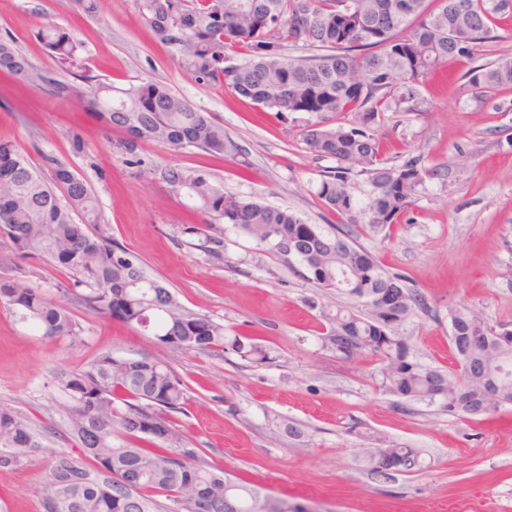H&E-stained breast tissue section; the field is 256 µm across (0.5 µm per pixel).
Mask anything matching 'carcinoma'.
I'll list each match as a JSON object with an SVG mask.
<instances>
[{"label": "carcinoma", "instance_id": "obj_1", "mask_svg": "<svg viewBox=\"0 0 512 512\" xmlns=\"http://www.w3.org/2000/svg\"><path fill=\"white\" fill-rule=\"evenodd\" d=\"M154 39L171 47L197 81L220 84L251 105L300 116L306 148L336 165L322 174L317 196L341 217L327 231L295 211L230 195L205 169L176 166L149 169L200 214L198 247L216 260L220 240L206 233L230 224L247 234L261 252L276 255L325 294L342 298L327 314L325 346L344 360L377 365L378 388L407 407L413 401L438 403L462 421H481L512 405V332L491 324L472 307L451 313L449 342L459 373L418 361L397 329L413 317L437 313L409 285V278L381 266L360 243L386 231L413 205L438 170L409 156L400 163L380 159L376 126L387 112L417 110V85L458 58H471L492 38L491 25L512 16V0H136ZM37 37L61 66L74 65L82 44L54 23L39 25ZM292 50L315 54L294 58ZM21 86L47 90L63 100L84 102L108 130L124 134L123 151L133 155L142 141L174 150L242 156L224 125L201 112L164 82L145 80L118 86L111 81L34 65L10 37H0V76ZM467 82L480 98L512 87V57L469 69ZM365 177V199L354 178ZM104 220L90 183L53 155L34 167L26 150L0 138V242L14 259H40L66 270L87 313L115 318L149 333L160 345L222 356L231 352L261 365L270 349L254 336H228L224 325L182 306L175 294L150 277L141 259L102 229ZM293 248L283 253V242ZM0 278V301L20 321L52 342H76L83 328L64 304L30 286L19 274ZM398 286L400 303L377 309L373 297ZM59 383L67 400L65 440L77 451L49 448L41 434L12 410L0 406V469L32 461L42 448L49 460L42 477L44 512H224V471L200 459V449L176 429L162 438L152 429L185 403L183 382L162 361L96 356L82 368L63 370ZM462 391L471 406L455 408ZM400 460L410 472L422 466L416 448H375L367 465L383 474L377 453ZM194 486L198 501L181 503ZM229 495L238 512H273L250 482H232Z\"/></svg>", "mask_w": 512, "mask_h": 512}]
</instances>
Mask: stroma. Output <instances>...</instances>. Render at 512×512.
I'll return each mask as SVG.
<instances>
[{"label":"stroma","instance_id":"35a3bbf8","mask_svg":"<svg viewBox=\"0 0 512 512\" xmlns=\"http://www.w3.org/2000/svg\"><path fill=\"white\" fill-rule=\"evenodd\" d=\"M47 20L83 43V74L119 85L165 82L222 123L249 165L153 142L128 155L116 146L118 133H105L83 104L7 78H0V137L28 148L33 166L46 151L79 171L114 241L138 255L183 306L258 337L271 359L253 367L232 353L163 347L78 306L81 336L56 344L0 303V406L33 428L66 431L57 413L65 398L57 372L103 352L148 355L183 381L187 402L174 421L202 459L228 478L250 479L260 495L293 497L315 512H512V405L488 422H462L425 401L400 408L378 390L370 362L336 358L324 346L335 299L228 224L216 232L224 260H212L185 233L187 212L149 173L168 165L203 168L225 192L296 210L311 224L337 223L316 194L331 162L308 152L297 123L196 81L153 39L135 0H101L94 18L72 0H0V34L12 35L33 64L52 69L54 59L35 37ZM494 34L473 58L419 85L418 111L386 113L378 129L389 162L418 155L451 169L426 182L390 238L363 242L386 269L406 273L436 311L433 319H410L400 333L423 363L448 369L455 366L448 336L456 307L512 324V88L480 101L465 79L470 68L512 55V20L498 21ZM134 156L142 165L131 164ZM390 444L420 449L421 468L386 479L374 474L367 449ZM44 464L40 455L0 470V512H43Z\"/></svg>","mask_w":512,"mask_h":512}]
</instances>
